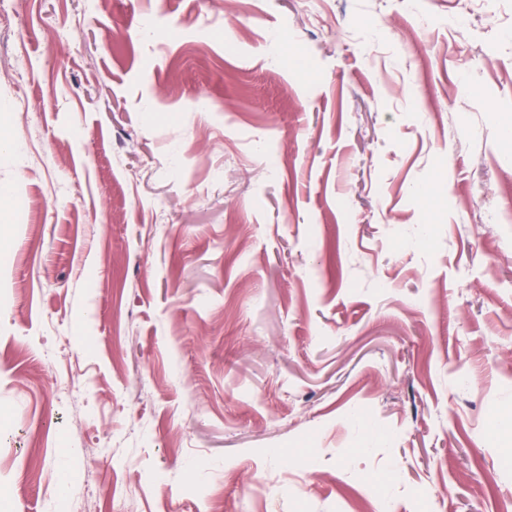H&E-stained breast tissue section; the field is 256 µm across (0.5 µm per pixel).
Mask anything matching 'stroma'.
I'll return each instance as SVG.
<instances>
[{"mask_svg": "<svg viewBox=\"0 0 512 512\" xmlns=\"http://www.w3.org/2000/svg\"><path fill=\"white\" fill-rule=\"evenodd\" d=\"M512 0L0 11V512H512Z\"/></svg>", "mask_w": 512, "mask_h": 512, "instance_id": "obj_1", "label": "stroma"}]
</instances>
